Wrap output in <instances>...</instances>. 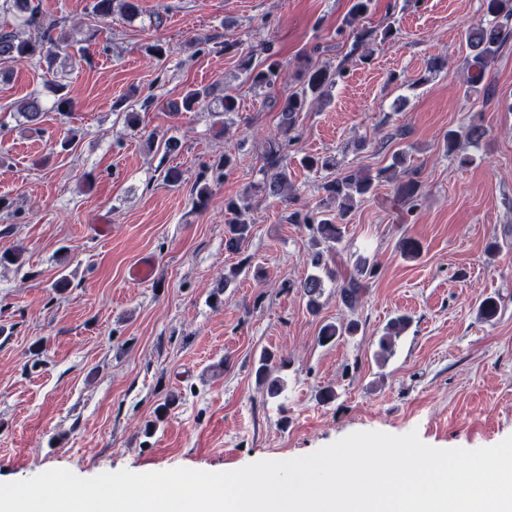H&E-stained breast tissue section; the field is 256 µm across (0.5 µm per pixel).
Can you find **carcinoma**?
Returning <instances> with one entry per match:
<instances>
[{
  "mask_svg": "<svg viewBox=\"0 0 512 512\" xmlns=\"http://www.w3.org/2000/svg\"><path fill=\"white\" fill-rule=\"evenodd\" d=\"M370 0H355L351 7L346 25L349 27V35L353 38V51L360 52V57L367 60L372 56L373 46L379 42H386L396 37V30L387 26L382 30L367 29L359 25L362 16L368 10ZM486 14L497 19L512 18V0H484ZM0 11L13 13L20 21V25L35 31L33 37L21 36V31L0 30V63H13L24 59H32L38 55L48 64H53L56 55L43 54L46 44L59 46H72L73 40L66 32L58 31L59 24L44 23L36 17V12L31 0H0ZM512 37V29L497 22L479 23L471 27L465 34L468 48L471 51L469 68L472 69L468 78L471 88L476 90L483 82L484 74L489 64L495 58L502 45ZM279 63L273 61L266 67L251 72L252 82L260 87L273 86L279 78ZM334 85V73L323 68H311L304 74L303 88L298 93L289 95L280 109L278 123V136L269 142L264 156L263 188L270 196L284 193L288 187V133L295 129L298 115L303 111L308 102L321 100ZM210 96V91L204 89H190L181 100V104L174 105L177 111L193 112L196 104ZM45 105L37 94H32L21 100L16 105V112L24 119V123L31 127H37L42 121ZM484 135L481 127L471 125L462 131H450L444 137L443 146L450 155L459 156V163L466 165L470 157L459 154L461 140L476 141ZM386 170H380L376 175H371L362 170H351L341 173L335 179L324 185L325 197L320 199L317 211L310 217H304L303 223L312 231L313 250L310 254V262L313 268L326 271V277L337 280L335 272L327 269V256L334 245L340 241L343 234V224L354 207L357 200L371 193L375 180L385 177ZM226 210L231 214L225 230L226 247L238 251L249 232V226L240 219L242 208L233 200L226 204ZM397 248L400 254L406 258L419 257L422 252V244L410 237L401 239ZM367 261L359 260L353 272L348 277L340 280L337 287L341 302L349 309L356 308L361 298L362 278L367 274ZM324 277V278H326ZM324 278L318 274H311L301 283L303 296L307 298L309 309L314 310L319 306V299L324 291ZM409 318L399 315L393 318L379 338L381 354H389L394 345V338L399 336L408 326ZM359 324L356 321L347 323H327L323 325L319 335V341L329 343L344 335H353L358 331ZM274 366L271 355L265 353L260 356L256 368V378L267 384L269 395L276 397L282 392L280 379L273 376Z\"/></svg>",
  "mask_w": 512,
  "mask_h": 512,
  "instance_id": "carcinoma-1",
  "label": "carcinoma"
}]
</instances>
